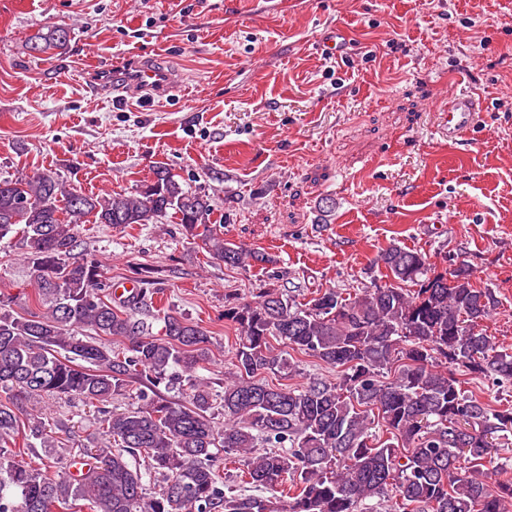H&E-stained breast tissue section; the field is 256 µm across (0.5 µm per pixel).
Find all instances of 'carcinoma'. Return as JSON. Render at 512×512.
<instances>
[{"label": "carcinoma", "instance_id": "obj_1", "mask_svg": "<svg viewBox=\"0 0 512 512\" xmlns=\"http://www.w3.org/2000/svg\"><path fill=\"white\" fill-rule=\"evenodd\" d=\"M70 33L48 26L28 39L35 53L64 48ZM210 195L159 167L133 195H88L46 170L0 178V239L18 236L29 284L45 310H0V512H364L374 498H400L412 512H512V478L488 483L484 463L512 431V401L492 406L467 393L457 370L512 384V350L481 328L495 296L465 262L432 270L426 254L399 245L375 264L390 282L345 298L334 288L305 302L265 290L224 300L235 330V371L224 378L217 421L210 385L197 376L210 336L168 310L148 319L154 290L112 304V281L94 253L76 255V227L125 228L172 215L182 234L231 268L268 258L224 240ZM87 329L91 335H81ZM340 369L336 383L304 388L265 381L295 366L272 340ZM121 340L117 350L112 342ZM182 384L186 402L162 384ZM138 385V404L116 413L112 397ZM78 399L97 407L110 448L70 459H23L32 441L54 447L52 418L30 417L31 400ZM381 425L385 435L373 430ZM244 466L240 482L286 495L237 494L224 485L214 449ZM140 458L137 468L130 460ZM161 476L159 492L147 480Z\"/></svg>", "mask_w": 512, "mask_h": 512}]
</instances>
